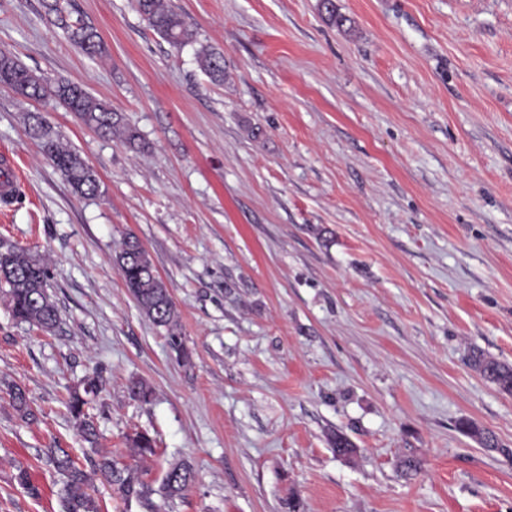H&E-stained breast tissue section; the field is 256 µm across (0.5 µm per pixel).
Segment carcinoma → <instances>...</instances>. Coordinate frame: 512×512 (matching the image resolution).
<instances>
[{
	"mask_svg": "<svg viewBox=\"0 0 512 512\" xmlns=\"http://www.w3.org/2000/svg\"><path fill=\"white\" fill-rule=\"evenodd\" d=\"M134 2L140 16L172 46L183 48L197 43L194 26L167 0ZM43 7L46 15L54 17V24L63 29L82 51L90 56L102 52V43L94 27L87 22L72 21L65 14L60 0H44ZM196 59L211 81L224 82L223 54L202 45L196 50ZM0 85L36 100L53 97L76 113L85 125L95 128L104 136H118L130 145L139 139L135 130L122 123L121 116L94 98L83 86L38 75L27 69L14 55L4 51H0ZM28 135L39 142L43 153L76 192L83 196L98 194L96 172L77 153L61 144L58 134L47 122L34 119L28 126ZM0 263L7 268L4 279H0V288L5 289L4 295L12 317L20 323L35 325L46 332L52 331L58 323V309L47 292L48 268L41 256L0 239ZM116 264L126 288L141 310L154 324L166 329L170 347L177 352L182 351L183 342L177 332L174 302L149 255L135 237H127L116 255ZM468 364L500 392L512 395L511 365L489 358L480 351L470 355ZM99 390L100 376L94 370L70 392L66 404L71 419L90 445V452L95 455L90 460L91 470L86 471L76 465L65 448H49L45 452L46 464L61 477L63 484L60 499L62 512H99L95 498L89 493L93 476L98 473L126 501H140L155 493L167 501L181 497L194 481L190 464L181 462L170 467L161 485L155 489L136 476L133 470L118 466L112 456L96 448L97 433L88 409ZM8 395L20 416L27 418L32 415L29 399L22 388L12 385L8 387ZM461 427L482 447L506 455L512 453L500 444L492 431L468 421L461 423ZM128 441L140 456L155 453L154 441L145 433L136 432L128 437ZM334 449L336 455L347 459L357 452L353 443L342 433L336 434Z\"/></svg>",
	"mask_w": 512,
	"mask_h": 512,
	"instance_id": "1",
	"label": "carcinoma"
}]
</instances>
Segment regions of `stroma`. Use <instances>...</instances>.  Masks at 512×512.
Returning <instances> with one entry per match:
<instances>
[{
  "label": "stroma",
  "mask_w": 512,
  "mask_h": 512,
  "mask_svg": "<svg viewBox=\"0 0 512 512\" xmlns=\"http://www.w3.org/2000/svg\"><path fill=\"white\" fill-rule=\"evenodd\" d=\"M173 2L223 54L224 83L132 0H61L96 27L98 57L42 0H0V50L140 135L131 147L0 87L18 173L0 238L48 259L60 313L46 333L0 297V512H61L45 452L88 467L64 401L94 368L99 449L155 487L172 464L195 472L171 502L128 503L95 477L99 512H288L292 495L301 512H512V395L467 364L474 350L512 364V0H334L342 27L320 0ZM33 114L94 168L97 196L28 137ZM130 235L170 291L182 352L125 286ZM137 432L154 455L130 450Z\"/></svg>",
  "instance_id": "obj_1"
}]
</instances>
